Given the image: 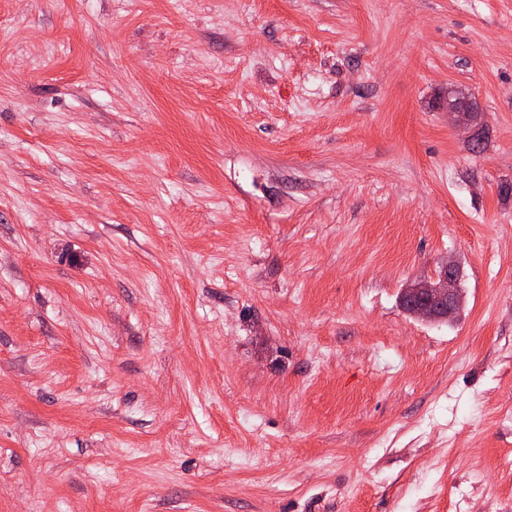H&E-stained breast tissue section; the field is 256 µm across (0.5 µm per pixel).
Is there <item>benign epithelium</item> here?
Listing matches in <instances>:
<instances>
[{"mask_svg":"<svg viewBox=\"0 0 512 512\" xmlns=\"http://www.w3.org/2000/svg\"><path fill=\"white\" fill-rule=\"evenodd\" d=\"M470 111L472 108L469 101L448 91V114L460 121L467 119L466 113ZM460 300V272L456 265L448 263L441 266L432 280L413 285L408 298L401 301V304L419 318L438 321L452 318L459 308Z\"/></svg>","mask_w":512,"mask_h":512,"instance_id":"obj_1","label":"benign epithelium"}]
</instances>
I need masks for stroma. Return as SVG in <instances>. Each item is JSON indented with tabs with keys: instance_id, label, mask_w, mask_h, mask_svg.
I'll use <instances>...</instances> for the list:
<instances>
[{
	"instance_id": "obj_1",
	"label": "stroma",
	"mask_w": 512,
	"mask_h": 512,
	"mask_svg": "<svg viewBox=\"0 0 512 512\" xmlns=\"http://www.w3.org/2000/svg\"><path fill=\"white\" fill-rule=\"evenodd\" d=\"M506 183L512 0H0V512H512ZM460 272L456 265H442L438 274L430 281H422L414 288L408 300H402L404 309L413 315L431 321L449 320L459 308L461 300Z\"/></svg>"
}]
</instances>
